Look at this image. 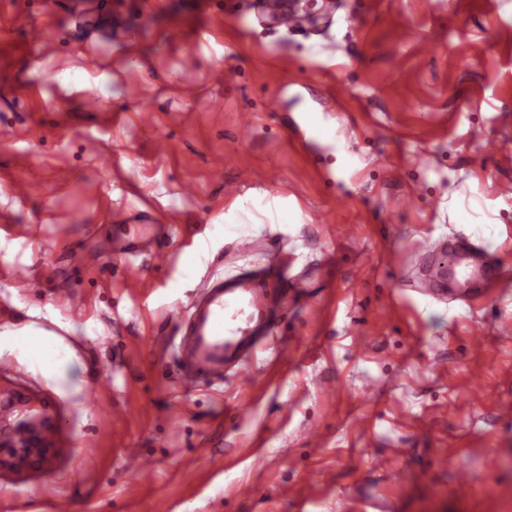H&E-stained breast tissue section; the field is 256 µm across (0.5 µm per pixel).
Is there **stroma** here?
<instances>
[{
  "mask_svg": "<svg viewBox=\"0 0 512 512\" xmlns=\"http://www.w3.org/2000/svg\"><path fill=\"white\" fill-rule=\"evenodd\" d=\"M66 2L0 0V330L36 324L76 356L60 384L0 354V391L55 419L46 461L0 471V512H512V0H339L302 36L256 0H139L146 24L112 0L89 29ZM467 243L494 287L425 293ZM283 265L312 277L251 385L182 391L169 309ZM123 456L126 460L127 471L141 482H149L153 477L150 461L143 456L140 449L124 448Z\"/></svg>",
  "mask_w": 512,
  "mask_h": 512,
  "instance_id": "1",
  "label": "stroma"
}]
</instances>
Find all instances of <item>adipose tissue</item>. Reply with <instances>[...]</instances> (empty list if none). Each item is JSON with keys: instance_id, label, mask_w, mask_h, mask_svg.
<instances>
[{"instance_id": "adipose-tissue-1", "label": "adipose tissue", "mask_w": 512, "mask_h": 512, "mask_svg": "<svg viewBox=\"0 0 512 512\" xmlns=\"http://www.w3.org/2000/svg\"><path fill=\"white\" fill-rule=\"evenodd\" d=\"M4 350L48 369L60 379L65 378L74 358L66 344L27 327L0 331V352Z\"/></svg>"}]
</instances>
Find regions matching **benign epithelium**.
Returning a JSON list of instances; mask_svg holds the SVG:
<instances>
[{"mask_svg":"<svg viewBox=\"0 0 512 512\" xmlns=\"http://www.w3.org/2000/svg\"><path fill=\"white\" fill-rule=\"evenodd\" d=\"M27 401L19 394L0 397V466H21L31 459H46L50 418L30 413Z\"/></svg>","mask_w":512,"mask_h":512,"instance_id":"benign-epithelium-1","label":"benign epithelium"}]
</instances>
